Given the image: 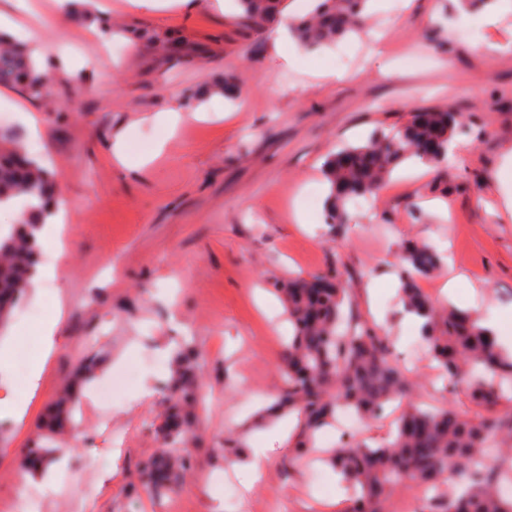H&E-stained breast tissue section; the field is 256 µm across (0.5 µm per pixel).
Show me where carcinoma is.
<instances>
[{"label": "carcinoma", "mask_w": 512, "mask_h": 512, "mask_svg": "<svg viewBox=\"0 0 512 512\" xmlns=\"http://www.w3.org/2000/svg\"><path fill=\"white\" fill-rule=\"evenodd\" d=\"M281 0H237L239 24L265 31L282 24ZM366 0H316L312 15L288 21L298 43L317 50L364 31ZM140 40L161 49L168 58L184 53L176 30L143 31ZM49 62H40L27 46L0 35V86L29 98L47 95ZM232 77L208 84V93L235 95ZM457 132V116L442 108H421L401 128L375 134L362 145L341 146L323 164L328 184L325 221L330 234L348 223V205L358 197L378 194L392 171L407 160L430 162L422 146L437 141L448 149ZM56 174L18 144L16 135L0 129V207L12 201L22 215L0 233V298L13 302L0 308V334L11 321L15 305L33 288L41 251L35 230L43 224L49 204L57 201ZM444 256L427 245L411 244L394 264L403 311L421 319L420 340L427 358L444 379L439 397L427 402L412 398L414 371L391 354L382 328L353 311L350 289L339 264L322 274L336 287L315 295L302 276L281 279L274 290L283 297L293 335L283 349L281 386L274 409L295 417L288 444L292 459L321 456L318 434L336 425L338 412L348 408L376 421L399 407L392 433L376 442L353 431L338 434L327 456L354 497L343 512H386L399 486L414 492L417 512H512V498L500 499L496 484L512 479V356H504L476 312L443 306L426 295L418 282L435 275ZM100 366L96 352H87L73 367L75 381L91 379ZM467 393L473 410L451 400ZM168 408L157 428L162 447L135 463V493L150 497L179 488L196 466L199 439L198 407L205 391L203 370L193 344L183 341L172 359L165 385ZM77 394L68 388L56 401L46 423L45 439L73 420ZM55 450L42 443L25 449L24 465H50Z\"/></svg>", "instance_id": "1"}]
</instances>
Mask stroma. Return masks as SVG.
<instances>
[{
  "mask_svg": "<svg viewBox=\"0 0 512 512\" xmlns=\"http://www.w3.org/2000/svg\"><path fill=\"white\" fill-rule=\"evenodd\" d=\"M392 1L370 0L373 37L349 40L343 64L335 48H278L270 33L242 28L232 0L158 8L86 0V15L70 17L54 0H0L14 14V37L56 74L39 101L0 88V113L58 172L66 217L41 260L61 265L62 278L36 283L6 335L0 398L31 402L24 422L0 416V512L17 500L38 512H161L163 498L132 492L130 480L135 461L158 446L152 425L166 395L137 392L184 338L216 400L201 412L200 464L179 487L181 512H341L346 494L330 469L318 482L310 461L287 465L279 423L243 427L280 384L288 323L273 279L339 263L356 314L383 324L398 356L418 329L397 301L394 256L404 242L427 243L447 264L420 288L512 335V214L501 206L512 191V0L477 9L461 0H396L395 9ZM145 28L180 29L194 55L173 63L134 47L129 31ZM227 73L242 97H199L200 86ZM424 107L463 116L447 160L428 170L405 163L373 209H351L349 223L328 234L323 207L306 204L308 194L326 195L325 157L398 129ZM167 109L186 115L172 132L154 120ZM120 134L124 164L113 151ZM457 275L461 287L446 292ZM56 315L57 347L28 393L16 366L33 365L37 353L24 342ZM91 350L103 356L102 380L120 367L135 378L108 398L81 397L76 429L60 437L74 452L56 491H42L24 482L19 450ZM231 438L270 447L260 484L247 486L225 456Z\"/></svg>",
  "mask_w": 512,
  "mask_h": 512,
  "instance_id": "1",
  "label": "stroma"
}]
</instances>
